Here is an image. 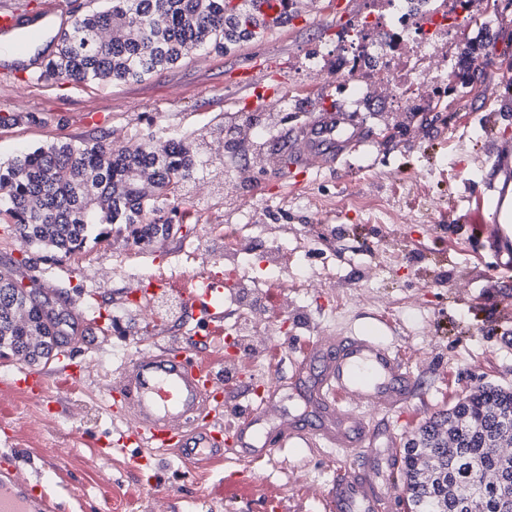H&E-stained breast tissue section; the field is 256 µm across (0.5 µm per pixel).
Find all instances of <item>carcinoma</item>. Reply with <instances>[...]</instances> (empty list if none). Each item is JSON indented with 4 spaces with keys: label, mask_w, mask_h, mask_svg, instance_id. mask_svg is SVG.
I'll list each match as a JSON object with an SVG mask.
<instances>
[{
    "label": "carcinoma",
    "mask_w": 512,
    "mask_h": 512,
    "mask_svg": "<svg viewBox=\"0 0 512 512\" xmlns=\"http://www.w3.org/2000/svg\"><path fill=\"white\" fill-rule=\"evenodd\" d=\"M80 13L38 79L78 84L139 82L200 49L222 54L265 36L261 0H104ZM113 29L112 41L101 32ZM466 40L454 70L471 83L481 57ZM203 142L148 134L135 147L104 137L59 140L0 161V223L23 245L65 256L82 252L93 232L126 224L134 243L169 230L150 224L156 205L177 199L195 179ZM69 325L47 298L0 273V358L46 364ZM512 390L485 385L418 428L403 450L408 512H512ZM492 480L475 488L478 472Z\"/></svg>",
    "instance_id": "carcinoma-1"
}]
</instances>
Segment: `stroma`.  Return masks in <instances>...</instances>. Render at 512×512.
<instances>
[{"label": "stroma", "instance_id": "1", "mask_svg": "<svg viewBox=\"0 0 512 512\" xmlns=\"http://www.w3.org/2000/svg\"><path fill=\"white\" fill-rule=\"evenodd\" d=\"M335 2L298 0L276 35L221 55L197 51L141 82L78 85L37 79L29 68L0 73V116L19 117L0 126V159L56 139L103 132L122 144L161 127L190 134L204 139L207 149L183 198L192 206H222L225 223H239L237 211L224 204L221 180L229 172L217 148L224 135L216 128L218 116L253 109L238 86L237 69L256 57L292 62L317 44L334 41L342 22ZM495 14L490 30L461 32L485 41L492 60L485 81L467 95L449 93L444 111L408 113L390 140L378 134L379 113H360L357 123L372 133V141L338 162L336 170L313 172L299 183L290 160L293 135L342 104L337 94H316L283 106L263 148L279 159V167H254L262 188L255 198V232L263 241L291 248L288 277L316 275L326 267L336 274L335 294L297 289L295 319L270 313L278 354L272 362L258 357L255 374L272 370L289 376L309 340L370 333L397 350L421 384L402 418L389 420L402 444L474 387L512 388V278L494 270L489 251L470 245L474 218L467 201L486 184L512 179L511 171L490 159L493 145L512 149V0H498ZM390 169L400 174L402 188L387 180ZM422 174L440 205L433 223L415 220L423 200L413 185ZM358 190L391 200L413 223L376 224L346 209L316 216L295 203L309 192L347 196ZM172 222V234L147 250L113 253V241L126 234L125 225L116 224L111 239L67 257L21 245L9 225L0 224V271L36 290L51 285L49 299L69 316L67 334L46 365L52 405L19 394L0 398V449H12V464L24 472L43 469V489L56 498L60 512H150L160 489L168 494L167 512H270L268 503L243 493L245 469L230 452L212 468L161 453L152 467L135 471L122 452L115 469L102 472L95 466L96 442L111 438L119 424L103 403L101 382L145 351L137 343L136 316L119 311L129 279L154 276L165 281L169 295L178 296L189 275L184 249L206 239L199 225L177 216ZM93 360L99 376L81 377L78 392L58 391L68 364ZM332 454L329 448H278L255 471L283 490L281 512H329L325 494L346 471L340 463L326 468Z\"/></svg>", "mask_w": 512, "mask_h": 512}]
</instances>
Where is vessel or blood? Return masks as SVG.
<instances>
[{
    "label": "vessel or blood",
    "instance_id": "1",
    "mask_svg": "<svg viewBox=\"0 0 512 512\" xmlns=\"http://www.w3.org/2000/svg\"><path fill=\"white\" fill-rule=\"evenodd\" d=\"M59 0H46L38 12H0V36L43 33L49 22L62 13ZM269 69L253 61L241 71V88L249 90L254 103L267 102L264 82ZM343 114L327 113L319 122L301 129L292 150L301 175H308L312 161L333 164L364 144L368 136L361 128L345 126ZM475 215L490 212L493 237L502 241L496 249L500 269L512 270V198L478 196L471 202ZM194 315L207 328L190 346L177 343L146 352L113 370L103 389L108 410L123 426L111 446L99 448L101 457L113 449L142 448L131 466L143 469L151 464V453L168 450L186 459L217 460L225 450L238 459L253 460L270 455L274 449L333 448L345 458H359L357 468L332 483L327 491L330 512H388L389 498L383 486L373 481L369 470L383 461L400 460L391 430L379 429L363 411L376 407L386 414L399 411L418 392L414 375L389 345L363 333L324 336L309 342L294 362L289 382L264 384L258 400L234 427H226L218 416L219 404L228 390L214 371L196 358L210 348L211 336L220 334L224 321V286L215 282L207 288L187 282L183 291ZM5 385L32 399L44 396L47 388L43 369L23 367ZM290 387L304 400L300 415H286L269 436L259 434L264 424L263 407L275 395ZM57 505L45 493L34 491L15 467H0V512H56Z\"/></svg>",
    "mask_w": 512,
    "mask_h": 512
}]
</instances>
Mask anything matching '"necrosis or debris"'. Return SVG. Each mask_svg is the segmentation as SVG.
<instances>
[{
    "instance_id": "4bbe7bcc",
    "label": "necrosis or debris",
    "mask_w": 512,
    "mask_h": 512,
    "mask_svg": "<svg viewBox=\"0 0 512 512\" xmlns=\"http://www.w3.org/2000/svg\"><path fill=\"white\" fill-rule=\"evenodd\" d=\"M492 22V14L482 10L479 0H367L365 8L337 33L335 44L318 45L308 55L290 94L299 98L332 84L348 111H386L392 126L416 104L439 110L447 100L448 75L459 53L458 30L474 24L487 28ZM306 204L320 212L339 207L374 212L387 224L405 221L390 203L364 194L311 196ZM192 221L204 226L210 242L193 247L191 259L195 267L223 272L225 300L234 307L233 343L225 357L235 369L245 358V345L271 333L265 315L242 299V289L255 276L251 266L238 265L237 259L258 250L267 282L277 284L283 253L278 246H257L241 232L225 231L221 212L203 209Z\"/></svg>"
}]
</instances>
